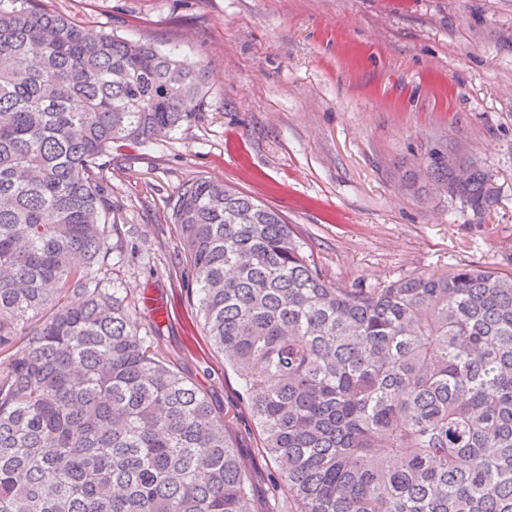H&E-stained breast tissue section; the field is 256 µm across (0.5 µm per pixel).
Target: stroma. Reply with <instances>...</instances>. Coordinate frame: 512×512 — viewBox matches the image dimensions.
Listing matches in <instances>:
<instances>
[{
    "label": "stroma",
    "instance_id": "stroma-1",
    "mask_svg": "<svg viewBox=\"0 0 512 512\" xmlns=\"http://www.w3.org/2000/svg\"><path fill=\"white\" fill-rule=\"evenodd\" d=\"M83 25L175 50L209 83L200 118L113 146L103 190L141 259L133 294L164 299L165 352L261 451L239 383L203 335L170 202L221 182L278 210L328 279L354 288L465 265L512 275V0H42ZM485 169L477 215L420 172L432 149Z\"/></svg>",
    "mask_w": 512,
    "mask_h": 512
}]
</instances>
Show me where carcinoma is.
<instances>
[{
    "instance_id": "cac0c4a2",
    "label": "carcinoma",
    "mask_w": 512,
    "mask_h": 512,
    "mask_svg": "<svg viewBox=\"0 0 512 512\" xmlns=\"http://www.w3.org/2000/svg\"><path fill=\"white\" fill-rule=\"evenodd\" d=\"M206 66L0 0V512H259L222 415L118 271L112 145L199 119ZM424 176L478 214L489 176ZM212 349L275 464L265 512H512V275L326 278L281 213L222 183L170 207Z\"/></svg>"
}]
</instances>
